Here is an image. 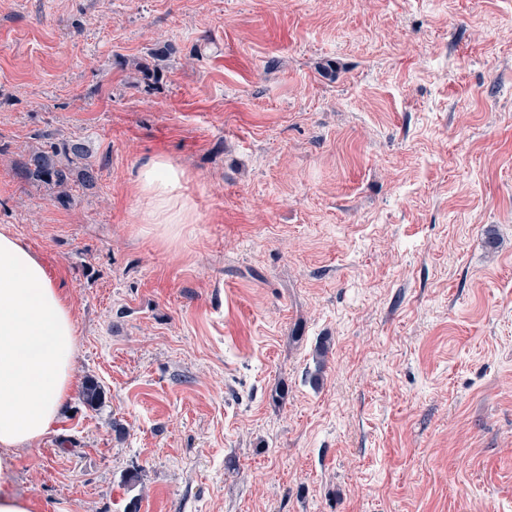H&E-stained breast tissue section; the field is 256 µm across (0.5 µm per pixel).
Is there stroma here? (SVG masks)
Instances as JSON below:
<instances>
[{"label": "stroma", "mask_w": 512, "mask_h": 512, "mask_svg": "<svg viewBox=\"0 0 512 512\" xmlns=\"http://www.w3.org/2000/svg\"><path fill=\"white\" fill-rule=\"evenodd\" d=\"M0 226L79 329L41 512H512V0H0ZM46 144L27 153L21 162L23 177L56 189L59 197L69 199L73 185L92 187L98 169L89 147L81 140H56L46 134ZM186 179L183 169L176 167L168 158L157 156L144 164L135 181L139 200L148 208L141 213L142 224H157L160 235L166 240L177 236V225L189 224L191 211L182 199L181 189Z\"/></svg>", "instance_id": "35a3bbf8"}]
</instances>
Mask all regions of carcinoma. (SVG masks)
Instances as JSON below:
<instances>
[{"mask_svg": "<svg viewBox=\"0 0 512 512\" xmlns=\"http://www.w3.org/2000/svg\"><path fill=\"white\" fill-rule=\"evenodd\" d=\"M170 47H161L151 52L156 63H135V70L140 74V81L154 85L162 81L163 68L158 61L164 59ZM46 144L27 153L21 162L23 177L32 183H42L56 190L59 197L69 198L73 185L85 188L93 186L98 179V169L92 153L81 140H56L45 135Z\"/></svg>", "mask_w": 512, "mask_h": 512, "instance_id": "obj_1", "label": "carcinoma"}]
</instances>
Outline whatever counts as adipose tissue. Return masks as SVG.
Returning <instances> with one entry per match:
<instances>
[{
    "mask_svg": "<svg viewBox=\"0 0 512 512\" xmlns=\"http://www.w3.org/2000/svg\"><path fill=\"white\" fill-rule=\"evenodd\" d=\"M183 169L158 156L135 181L146 210L171 240L190 223L181 195ZM77 329L72 306L47 268L8 227L0 228V512H39L14 491L15 449L40 441L57 424L71 386Z\"/></svg>",
    "mask_w": 512,
    "mask_h": 512,
    "instance_id": "adipose-tissue-1",
    "label": "adipose tissue"
}]
</instances>
